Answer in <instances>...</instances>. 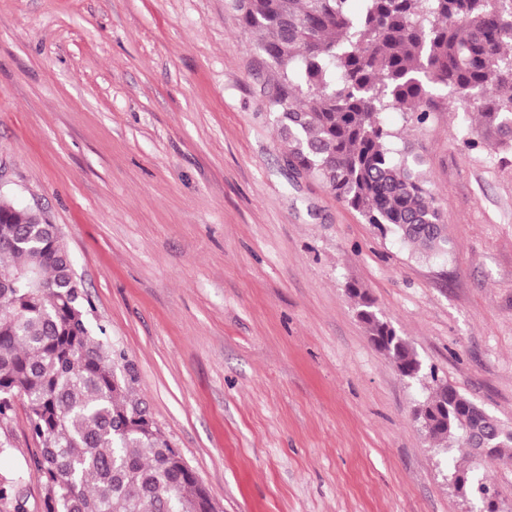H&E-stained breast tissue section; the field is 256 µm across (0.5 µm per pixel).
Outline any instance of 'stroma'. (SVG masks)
I'll return each mask as SVG.
<instances>
[{"label":"stroma","mask_w":512,"mask_h":512,"mask_svg":"<svg viewBox=\"0 0 512 512\" xmlns=\"http://www.w3.org/2000/svg\"><path fill=\"white\" fill-rule=\"evenodd\" d=\"M227 0H0V194L56 224L136 396L218 512H473L372 344L357 285L439 379L512 428V157L477 105L382 113L447 225L432 257L284 164ZM26 512L49 495L16 402Z\"/></svg>","instance_id":"obj_1"}]
</instances>
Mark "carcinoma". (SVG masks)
Segmentation results:
<instances>
[{
  "instance_id": "1",
  "label": "carcinoma",
  "mask_w": 512,
  "mask_h": 512,
  "mask_svg": "<svg viewBox=\"0 0 512 512\" xmlns=\"http://www.w3.org/2000/svg\"><path fill=\"white\" fill-rule=\"evenodd\" d=\"M229 0L256 33L275 70L263 87L283 156L381 233L425 253L448 245L420 161L392 148L397 133L380 115L405 112L423 123L434 90L466 105L479 93L480 141L512 151V0ZM374 346L437 399L416 413L429 437L471 445L459 422L469 402L437 383L408 341L376 312L369 293L348 288ZM88 296L57 227L0 196V417L27 408L46 478L48 512H214L142 402L124 355L90 328ZM496 458L512 432L495 424ZM453 475L466 490L494 488L475 469ZM20 476L0 472V512H23Z\"/></svg>"
}]
</instances>
